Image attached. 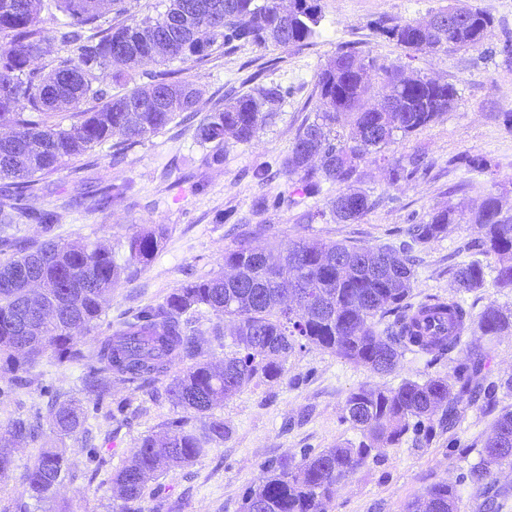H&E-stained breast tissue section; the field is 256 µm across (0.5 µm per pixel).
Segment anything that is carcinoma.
<instances>
[{
	"label": "carcinoma",
	"mask_w": 512,
	"mask_h": 512,
	"mask_svg": "<svg viewBox=\"0 0 512 512\" xmlns=\"http://www.w3.org/2000/svg\"><path fill=\"white\" fill-rule=\"evenodd\" d=\"M53 2L69 21L52 32L41 18L46 0H0V123L9 118L14 125L11 134L0 136V180H7L0 188V254L7 255L0 260V370L12 374L15 386L28 384V369L48 351L59 364L84 366L81 391L97 399L114 377L140 386L183 364L166 392L182 410L206 414L256 379H281L288 354L298 346L315 345L381 374L393 370L404 350L443 356L461 345L457 336L471 332L491 337L512 329L511 310L489 305L475 317L454 296L412 307L408 298L414 264L390 247L301 239L288 242L279 261L270 265L268 254L244 236L224 251V267L231 274L220 271L181 284L162 303L142 309L85 352L77 336L99 327L105 296L127 271L149 265L162 248L166 228H137L126 238L127 256L120 263L105 248L65 244L49 236L54 214L31 211L26 200L39 190L44 176L94 145L119 138L112 161L120 162L126 149L157 134L175 117L196 114L202 94L178 69L116 94L108 80L119 82L144 59L159 55L202 62L233 42L284 49L308 45L318 34L323 9L321 0H294L295 8L288 12L279 11V0H168L157 16L131 21L120 6L107 27L87 35L84 28L101 19V0ZM450 10L466 17L461 27L450 29L439 20ZM491 26L486 12L465 0H448L424 21L385 19L376 23L375 32L409 54H434L477 47ZM55 48L63 55L49 71L32 67L33 60ZM369 69L379 77L375 88L366 80ZM316 87L314 117L299 127L282 172L304 196L320 194L325 183L344 186L330 201V212L334 220L354 224L374 206L360 187L361 162L384 153L396 137L406 138L436 121L452 107L456 89L426 75L408 76L400 65L379 64L373 57L359 60L345 49L320 68ZM372 94L385 105L366 106ZM281 96L279 85L261 83L227 97L196 129L208 158L220 161L231 142L251 143L271 114L263 107ZM57 112H69L76 121L68 128L47 124L46 117ZM338 125L348 132L336 131ZM428 166L422 151L388 162L393 182L411 180ZM24 220L42 225L48 238L30 243L19 236L18 224ZM456 220L453 211L438 210L427 222L410 225L407 234L413 244L423 245ZM472 221L478 230L473 241L477 253L486 258L512 255V216H502L497 196H487ZM453 276L459 288L472 291L484 286L485 266L478 261L459 264ZM33 282L39 283L42 297L32 294ZM202 308L235 324V349L217 365L206 359L205 342L190 331ZM427 315L448 322V338L425 337L419 320ZM388 316L393 320L378 329ZM484 359L482 350L469 349L466 362L448 377L351 391L344 420L365 440L264 464L244 493L243 512H327L336 487L366 464L375 445H398L410 432L428 442L435 420L454 427L476 400L473 379ZM46 420L53 434L64 437L82 430L86 417L82 403L69 400L50 405ZM40 430L41 422L21 417L8 423L0 432L10 441L0 444V473L13 464V445L35 440ZM225 434L224 419L213 416L202 436L178 422L162 438H144L113 474L122 500L117 512H137L135 503L151 477L190 464L206 452V441L222 440ZM483 453L470 471L475 484L491 476V465L512 457V411L496 418ZM66 468L63 449H39L25 476V492L37 501L46 499ZM457 499V489L440 481L408 509L455 512Z\"/></svg>",
	"instance_id": "cac0c4a2"
}]
</instances>
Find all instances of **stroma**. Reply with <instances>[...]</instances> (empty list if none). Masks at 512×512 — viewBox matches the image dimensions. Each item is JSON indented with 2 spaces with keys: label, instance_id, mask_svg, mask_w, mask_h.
I'll list each match as a JSON object with an SVG mask.
<instances>
[{
  "label": "stroma",
  "instance_id": "obj_1",
  "mask_svg": "<svg viewBox=\"0 0 512 512\" xmlns=\"http://www.w3.org/2000/svg\"><path fill=\"white\" fill-rule=\"evenodd\" d=\"M468 2L493 19L480 46L409 56L377 36L373 22L421 20L448 0H323V32L309 45L282 49L235 42L207 60L187 64L186 78L203 92L204 115L223 104L229 90L270 81L282 89L280 103L254 140L228 145L223 162L206 159L195 137L196 120L178 117L129 150L121 164H113L112 146L105 143L45 176L42 190L28 204L59 214L53 231L57 240L97 242L116 250L135 226L167 227L165 243L148 267L130 273L107 296L100 333L120 327L145 306L162 303L182 283L221 271L225 249L245 233L262 248L300 238L408 247L417 259L411 304L460 294L476 314L491 304L512 310V289L489 280L463 293L452 274L456 265L475 257L468 245L476 229L467 216L483 198L500 195L503 214H512V190L501 189L512 182V130L504 123L505 114L512 113V60L498 52L512 39V0ZM346 44L381 63L400 64L406 72L455 87L457 100L434 123L388 149L397 157L424 150L431 164L427 173L394 183L383 161L367 158L362 187L374 207L355 224L329 217L306 224L298 220L301 212L326 209L340 187L325 185L320 196L288 207L285 199L293 187L282 173V161L318 102V70ZM465 155L491 160L495 175L469 169L461 161ZM114 187L118 195L104 207L90 208L91 200ZM441 209L461 214V221L429 244L412 246L409 225L425 223ZM467 342L487 353L481 376L498 385L494 404L473 402L458 426L436 430L430 442L408 436L399 446L381 447L338 486L329 512H407L413 500L441 480L459 491L456 512H512V459L492 466L481 484L468 478L483 457L494 418L512 410V389L501 385L512 376V331L492 339L471 336ZM465 359L462 350L437 358L406 351L395 371L380 375L312 345L295 349L280 380L253 381L215 408L228 436L193 463L153 477L140 512H242V495L264 462L361 441V432L343 419L350 391L363 384L395 388L407 379L445 376ZM80 375V367L57 364L49 354L31 368L26 389H14L10 373L0 371V426L19 416L45 417L50 401L78 397L90 428L64 438L44 429L36 441L21 444L10 469L0 473V512L20 497L26 469L45 447L65 449L68 472L48 500H28V512H114L112 476L143 438L164 435L175 421L196 430L206 423L205 417L176 408L164 383L137 389L116 380L95 400L82 398Z\"/></svg>",
  "mask_w": 512,
  "mask_h": 512
}]
</instances>
